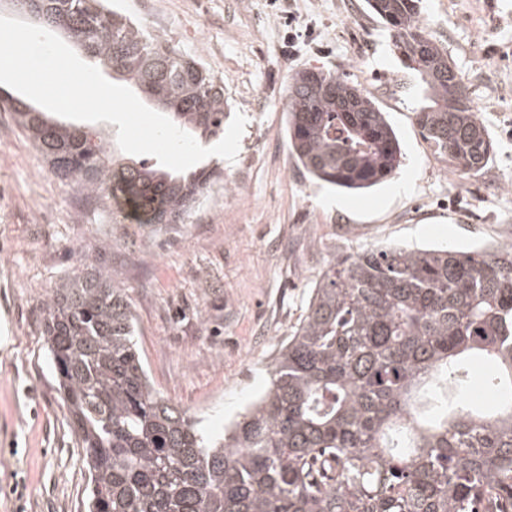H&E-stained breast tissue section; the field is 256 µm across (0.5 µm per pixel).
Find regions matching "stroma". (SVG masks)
Here are the masks:
<instances>
[{
    "label": "stroma",
    "instance_id": "obj_1",
    "mask_svg": "<svg viewBox=\"0 0 512 512\" xmlns=\"http://www.w3.org/2000/svg\"><path fill=\"white\" fill-rule=\"evenodd\" d=\"M224 84L247 124L222 194L182 224H116L61 181L0 112V512H85L84 451L57 390L42 301L95 264L130 299L160 394L222 431L269 381L311 290L337 258L377 246L492 250L512 242V0H423L419 21L464 74L496 144L461 173L421 134L420 75L365 0H116ZM299 37L289 41V28ZM320 67L375 98L404 161L392 184L347 193L288 153L285 89Z\"/></svg>",
    "mask_w": 512,
    "mask_h": 512
}]
</instances>
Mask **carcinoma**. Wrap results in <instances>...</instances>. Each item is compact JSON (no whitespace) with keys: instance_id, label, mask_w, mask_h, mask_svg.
Here are the masks:
<instances>
[{"instance_id":"cac0c4a2","label":"carcinoma","mask_w":512,"mask_h":512,"mask_svg":"<svg viewBox=\"0 0 512 512\" xmlns=\"http://www.w3.org/2000/svg\"><path fill=\"white\" fill-rule=\"evenodd\" d=\"M421 0H368L427 104L423 135L457 170L495 144L458 66L419 23ZM11 10L64 34L132 82L181 129L224 133V84L110 0H16ZM288 149L312 178L362 190L402 164L375 100L309 67L287 88ZM52 171L96 211L131 224H182L213 184L142 160L121 163L80 128L7 95ZM48 359L90 475L88 512H512V250L381 246L332 262L284 342L269 386L215 434L161 397L137 350L126 290L89 265L44 303ZM491 367L493 413L464 397Z\"/></svg>"}]
</instances>
